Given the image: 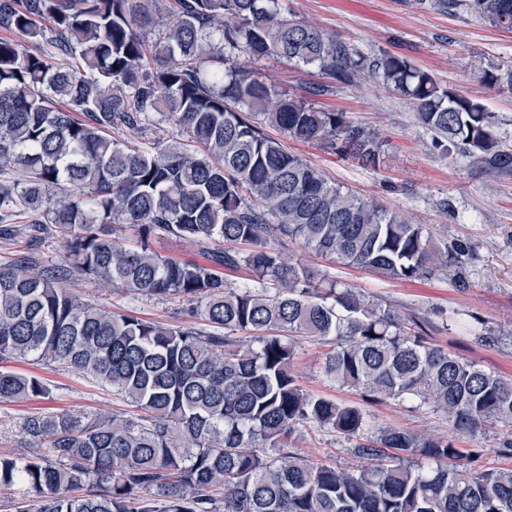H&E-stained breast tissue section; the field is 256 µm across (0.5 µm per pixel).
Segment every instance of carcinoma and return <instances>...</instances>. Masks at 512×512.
<instances>
[{
    "instance_id": "cac0c4a2",
    "label": "carcinoma",
    "mask_w": 512,
    "mask_h": 512,
    "mask_svg": "<svg viewBox=\"0 0 512 512\" xmlns=\"http://www.w3.org/2000/svg\"><path fill=\"white\" fill-rule=\"evenodd\" d=\"M159 0H0V238L58 235L65 264L23 254L0 263V362L71 369L141 410L138 417L32 414L24 433L44 455H0V489L16 512H512V469L477 472L445 436L379 428L366 410L304 391L298 341L327 340L325 372L367 402L412 395L476 435L512 423V380L427 341L402 319L285 257L290 242L350 266L414 281L468 249L436 243L421 224L365 201L263 131L320 142L374 164L378 132L258 79L238 62L316 64L410 101L443 150L493 177L512 151L478 99L441 85L407 57L369 56L282 8L281 0H176L149 46L142 22ZM512 32V0H420ZM482 82L512 88V68ZM164 112L185 140L142 146L112 137ZM132 224L135 245L116 236ZM154 235L206 248L207 262L155 252ZM244 268L232 287L224 271ZM78 274L147 298L182 300L190 324L166 327L71 295ZM34 373L0 370V401L46 397ZM356 440L352 469L314 464L288 447L298 425ZM86 485L95 491L75 495Z\"/></svg>"
}]
</instances>
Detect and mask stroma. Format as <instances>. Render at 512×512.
<instances>
[{
	"instance_id": "35a3bbf8",
	"label": "stroma",
	"mask_w": 512,
	"mask_h": 512,
	"mask_svg": "<svg viewBox=\"0 0 512 512\" xmlns=\"http://www.w3.org/2000/svg\"><path fill=\"white\" fill-rule=\"evenodd\" d=\"M283 4L297 19L327 35L371 55L387 51L406 56L442 85L481 100L497 114V134L512 149V89H493L481 80L484 71L512 66V32L491 28L472 14L449 16L422 8L418 0H283ZM257 69L264 80L292 96L323 86V93L313 98L317 107L345 113L349 120L377 129L384 146L379 164L366 167L320 143L281 136L272 127L268 135L281 138L288 151L323 171L333 183L403 213L442 242L463 241L469 250L463 266L452 265L432 278L412 282L327 260L296 243L289 244L290 253L382 307L427 320L433 344L486 372L512 378V171L489 178L473 158L453 150L441 152L431 133L418 123L412 104L373 80L343 85L331 81L318 65L285 60H268ZM65 286L72 294L116 312L170 326L186 321L178 302L137 298L78 277L67 279ZM481 330L499 337V344L477 343L474 335ZM325 353L318 342L298 345L294 367L304 390L366 407L378 427L456 437L460 448L481 449L474 463L477 469L512 467V457L499 452L501 443L512 439V425L490 422L478 435L458 437L444 414L415 397L366 405L360 391L339 386L325 375ZM33 369L47 380L51 392L29 402L0 401V454L30 451L23 427L33 413H132L121 397L81 374L40 365ZM291 444L313 461L325 460L341 468L358 463L349 452L350 441L314 425L298 427Z\"/></svg>"
}]
</instances>
